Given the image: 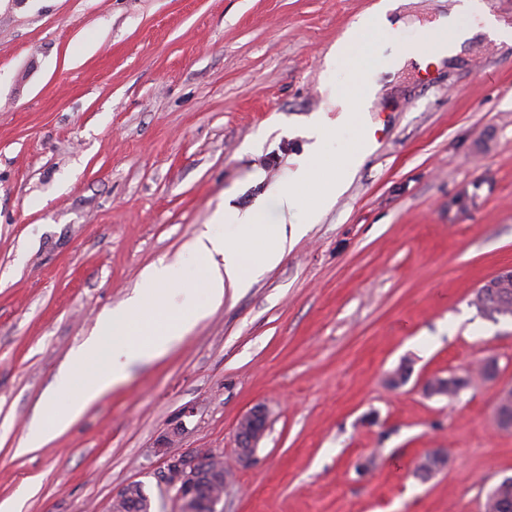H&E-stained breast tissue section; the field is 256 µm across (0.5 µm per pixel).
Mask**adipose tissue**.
Listing matches in <instances>:
<instances>
[{"mask_svg":"<svg viewBox=\"0 0 512 512\" xmlns=\"http://www.w3.org/2000/svg\"><path fill=\"white\" fill-rule=\"evenodd\" d=\"M396 7V0H378L369 11L358 17L327 53L325 66L329 69L338 61L349 60V79L342 87L328 81L323 83L322 89L327 92L337 117L332 121L321 115L315 117L307 132L311 143L306 153L296 160L295 169L287 180L272 188L270 195L278 215L277 222H268L260 209L242 211L226 206L218 209L206 229L191 240L186 247L188 254L203 260L206 265L207 305L195 304L192 295L182 288L183 257L153 265L143 277L141 293L131 298L123 311L103 314L104 330L119 329L161 299L167 300L175 309L191 308V317L184 319L176 331L163 333L136 351H124L116 345L106 348L97 339H89L70 356L72 368L88 375L89 383L78 390L67 414L57 421L53 431L34 428L24 441L23 450L42 447L61 435L112 386L124 381L134 360L163 355L178 336L193 327L196 320L203 318L210 308L222 304L227 291L245 287L252 273L277 265L288 249L289 234L301 232L304 224L316 223L322 213L335 204L354 178L360 162L374 149L375 140L370 131L367 110L383 76L402 69L410 60L425 69L456 56L462 43L473 34L467 19L477 10L478 4L476 0H465L457 12L431 22L428 30L433 47L423 54L411 50L398 51L392 47L389 37L395 32L396 24L391 16ZM350 123L358 127L355 147L335 162L334 172L329 178L315 180V157L335 137L340 127ZM309 184L314 187L317 204L305 211L301 208L299 191ZM301 211L305 212L306 221L299 224L295 218ZM255 237L264 238L266 246L260 260L254 262L246 253L245 244Z\"/></svg>","mask_w":512,"mask_h":512,"instance_id":"obj_1","label":"adipose tissue"}]
</instances>
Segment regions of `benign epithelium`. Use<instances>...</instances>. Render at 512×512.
<instances>
[{"label":"benign epithelium","mask_w":512,"mask_h":512,"mask_svg":"<svg viewBox=\"0 0 512 512\" xmlns=\"http://www.w3.org/2000/svg\"><path fill=\"white\" fill-rule=\"evenodd\" d=\"M268 427L267 408L258 404L244 413L236 425L237 458L248 465L255 457L259 443ZM181 434L177 428L163 438L161 448L165 455L164 483L175 491L180 512H218L219 497H202L197 491V480L210 466L209 451L204 448H177L175 442Z\"/></svg>","instance_id":"benign-epithelium-1"}]
</instances>
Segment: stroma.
I'll use <instances>...</instances> for the list:
<instances>
[{"mask_svg": "<svg viewBox=\"0 0 512 512\" xmlns=\"http://www.w3.org/2000/svg\"><path fill=\"white\" fill-rule=\"evenodd\" d=\"M377 0H0V504L111 512L142 484L178 512L157 444L232 459L265 405L253 465L222 512H481L512 476V317L474 296L512 266V43L482 29L443 66L385 81L376 147L274 268L226 295L66 432L83 380L70 353L145 270L224 202L268 204L327 108L324 58ZM459 0H399L393 39L421 43ZM262 180H255V173ZM495 359L497 377L476 372ZM410 375L387 384L400 365ZM467 378L452 400L425 378ZM447 467L417 473L431 449ZM267 427L268 411L264 405L258 404L240 417L236 425L237 458L240 464L248 465L254 460Z\"/></svg>", "mask_w": 512, "mask_h": 512, "instance_id": "1", "label": "stroma"}]
</instances>
